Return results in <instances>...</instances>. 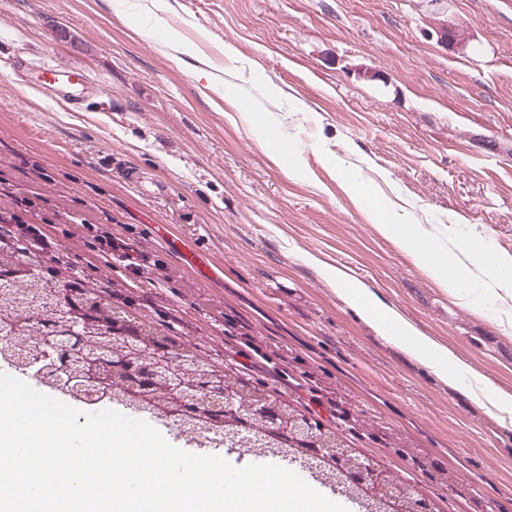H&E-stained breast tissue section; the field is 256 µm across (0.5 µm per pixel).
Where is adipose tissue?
Here are the masks:
<instances>
[{
	"label": "adipose tissue",
	"instance_id": "1",
	"mask_svg": "<svg viewBox=\"0 0 512 512\" xmlns=\"http://www.w3.org/2000/svg\"><path fill=\"white\" fill-rule=\"evenodd\" d=\"M353 196L369 208L381 233L400 244H415L414 257L417 262L435 268L458 299L467 303L475 298L484 308L498 310L503 291L512 286L511 259L489 257L473 235L460 239L461 256L453 258L447 255L434 238L426 236L420 225L410 223L405 216L368 197L363 190H355ZM473 267L483 269L488 278L486 287L477 295L469 287V270ZM332 276L339 284L344 285L346 298L377 327L380 335L408 349L436 372L447 375L452 384L475 383V376L467 373L450 353L434 346L394 310L372 299L365 288L351 284L344 272L336 269Z\"/></svg>",
	"mask_w": 512,
	"mask_h": 512
}]
</instances>
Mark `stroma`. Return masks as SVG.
<instances>
[{
    "label": "stroma",
    "instance_id": "35a3bbf8",
    "mask_svg": "<svg viewBox=\"0 0 512 512\" xmlns=\"http://www.w3.org/2000/svg\"><path fill=\"white\" fill-rule=\"evenodd\" d=\"M138 2L150 28L117 0H0V200L211 358L247 332L271 344L256 378L306 371L347 390L423 449L416 467L360 446L422 490L447 467L512 512V423L380 336L325 273L345 271L512 394V305L458 301L345 190L355 179L432 234L460 224L512 256V0ZM441 9L470 32L464 51L424 36ZM173 28L194 53L164 45ZM19 57L80 66L87 106L19 78ZM205 58L211 83L196 76ZM139 179L166 187L156 208ZM153 223L198 245L209 271L183 267ZM95 226L147 254L156 287L106 264Z\"/></svg>",
    "mask_w": 512,
    "mask_h": 512
}]
</instances>
